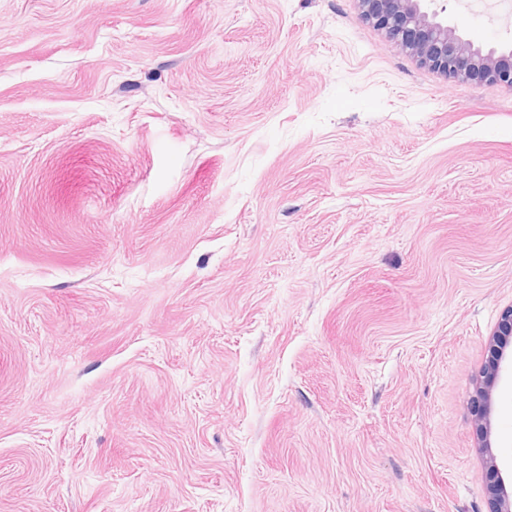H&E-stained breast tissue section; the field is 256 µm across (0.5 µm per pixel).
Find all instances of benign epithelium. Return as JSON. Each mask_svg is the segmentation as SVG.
Instances as JSON below:
<instances>
[{
    "label": "benign epithelium",
    "instance_id": "benign-epithelium-1",
    "mask_svg": "<svg viewBox=\"0 0 512 512\" xmlns=\"http://www.w3.org/2000/svg\"><path fill=\"white\" fill-rule=\"evenodd\" d=\"M362 17L383 30L407 55L452 81L512 87V47L485 51L463 37L427 0H358ZM512 347V307L505 310L488 339L490 360L476 381L473 423L477 448L484 457L491 512H512V494L499 479L491 445V404L501 361Z\"/></svg>",
    "mask_w": 512,
    "mask_h": 512
}]
</instances>
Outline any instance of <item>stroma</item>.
<instances>
[{
  "label": "stroma",
  "instance_id": "1",
  "mask_svg": "<svg viewBox=\"0 0 512 512\" xmlns=\"http://www.w3.org/2000/svg\"><path fill=\"white\" fill-rule=\"evenodd\" d=\"M509 307L511 87L357 0H0V512H490ZM491 422L511 487L507 361ZM510 347L512 358V307L505 310L500 321L488 339L490 360L476 381L473 398V423L476 429L477 448L484 457L491 512H511L512 494H508L504 483L499 479L496 457L491 445V404L493 389L501 361L506 358Z\"/></svg>",
  "mask_w": 512,
  "mask_h": 512
}]
</instances>
